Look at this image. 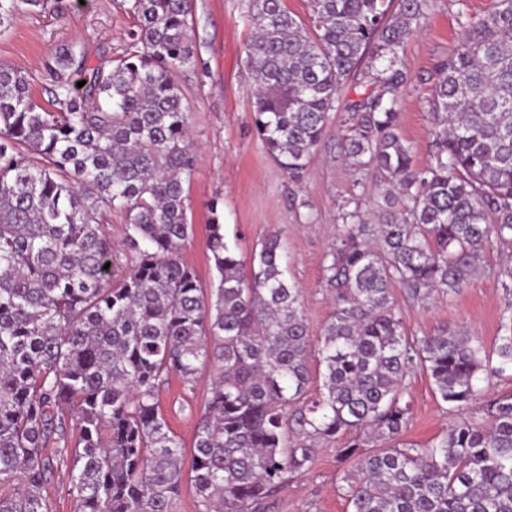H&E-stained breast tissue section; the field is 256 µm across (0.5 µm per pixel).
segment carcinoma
<instances>
[{
  "instance_id": "obj_1",
  "label": "carcinoma",
  "mask_w": 512,
  "mask_h": 512,
  "mask_svg": "<svg viewBox=\"0 0 512 512\" xmlns=\"http://www.w3.org/2000/svg\"><path fill=\"white\" fill-rule=\"evenodd\" d=\"M244 2L256 29L244 48L252 129L268 155L300 178L341 87L366 78L370 91L345 105L342 156L398 189L400 208L369 224L362 196L343 205L325 266L334 311L313 339L280 233L244 268L215 200L209 291L183 258L195 146L179 75L204 65L194 0H121L135 20L122 53L91 65L86 49L60 46L45 106L32 77L0 61V512H52V445L70 458L77 512H171L186 479L200 512H271L313 460L295 431L350 434L336 453L354 462L351 512H512V392L463 414L478 381L512 370V319L492 358L463 329L406 335L392 297L457 294L487 253L512 249V0L458 12L461 40L435 66L422 167L398 129L402 53L429 0H308L304 19L284 0ZM47 3L0 0V31ZM115 211L130 258L120 278L104 268ZM212 360L187 474L159 393L173 375L193 389ZM417 370L462 412L424 445L401 440ZM380 440L392 445L361 452Z\"/></svg>"
}]
</instances>
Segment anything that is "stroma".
Instances as JSON below:
<instances>
[{"instance_id":"35a3bbf8","label":"stroma","mask_w":512,"mask_h":512,"mask_svg":"<svg viewBox=\"0 0 512 512\" xmlns=\"http://www.w3.org/2000/svg\"><path fill=\"white\" fill-rule=\"evenodd\" d=\"M492 0H430L406 41L403 64L409 85L400 105L399 133L413 150L415 166L430 158L429 98L434 67L458 45L459 11L481 16ZM134 20L119 0H49L43 10L23 11L0 34V60L29 73L37 100L46 101L50 78L46 63L64 44L84 45L90 57L117 54L125 45ZM252 34L241 0H194V35L205 68L179 77L189 103L190 138L196 148L195 172L187 192L192 204L194 237L183 257L202 284L214 272L206 248L211 201H218L224 234L236 242L242 260L270 233L280 232L288 255V276L302 290L311 335H318L333 312V290L324 268L336 246L339 213L351 195L363 194L368 223L389 211L383 192L373 190L371 174L354 172L340 154L346 114L337 111L308 169L299 181L269 157L251 129L253 82L245 64L244 45ZM512 253L491 252L482 272L461 293L421 301L405 290L393 291L405 331L427 336L444 328H463L493 347L503 318L512 319ZM212 369H204L193 389L170 377L159 395L160 409L184 447H192L199 413L210 395ZM411 415L405 440L435 441L456 414L436 397L430 378L417 372L407 380ZM344 436L326 441L309 439L314 450L309 470L295 475L274 496L272 512H350L340 486L350 462L339 461L336 450Z\"/></svg>"}]
</instances>
